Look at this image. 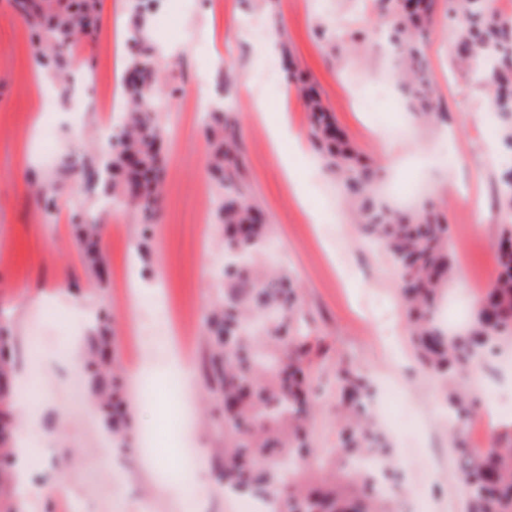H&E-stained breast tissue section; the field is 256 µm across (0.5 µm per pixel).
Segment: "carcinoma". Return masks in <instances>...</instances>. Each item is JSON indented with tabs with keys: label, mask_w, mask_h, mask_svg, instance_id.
Returning a JSON list of instances; mask_svg holds the SVG:
<instances>
[{
	"label": "carcinoma",
	"mask_w": 512,
	"mask_h": 512,
	"mask_svg": "<svg viewBox=\"0 0 512 512\" xmlns=\"http://www.w3.org/2000/svg\"><path fill=\"white\" fill-rule=\"evenodd\" d=\"M101 0H14L17 12L36 33V57L48 72L65 82L73 48L94 41ZM136 0L135 50L126 60L128 101L121 137L112 150L63 160L55 175L36 186L48 206L73 178L86 191L121 197L145 219L158 214L164 130L156 119L164 100L156 85L153 47L145 33ZM437 0H376L390 18L387 32L401 49L398 84L408 93L415 116L424 124L441 121L428 73L425 33ZM453 22L455 60L484 85L498 119L501 147L512 151V17L485 5V0H446ZM311 115L309 140L325 167L343 181L365 241L379 248L400 270V293L406 302L413 349L423 368L439 376L443 389L473 369L484 349L512 338V229L495 244L499 272L480 294L469 320L450 332L435 319V309L457 270L450 246V226L427 207L384 211L375 187L380 171L354 158L346 136L336 126L317 92L297 79ZM152 111H147V106ZM211 173L222 193L218 219L230 259L221 269L224 288L209 319L210 354L205 364L207 387L224 404V462L218 472L224 488L271 502L273 512H395L378 484L377 473L396 468L394 450L383 437L369 408L372 383L364 373L340 366L336 371L341 420L339 445L327 462L328 472L293 464L314 453L309 422L315 390L306 369L316 337L309 331L298 289L287 270L266 264L271 226L244 192L239 130L225 112L210 113ZM91 272L104 271L98 225L75 224ZM105 312L97 316V335L88 342L90 356L82 372L112 435L127 441L128 412H117L122 396L117 367L108 358L112 337ZM16 362L11 328L0 324V512H19L10 489L14 465L10 433L17 418L9 394ZM446 399L456 418L465 420L477 401L451 391ZM454 451L469 477L468 512H512V433L496 439L490 452L465 441ZM375 458L374 468L359 461Z\"/></svg>",
	"instance_id": "cac0c4a2"
}]
</instances>
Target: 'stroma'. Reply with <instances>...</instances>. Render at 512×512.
I'll return each instance as SVG.
<instances>
[{
    "mask_svg": "<svg viewBox=\"0 0 512 512\" xmlns=\"http://www.w3.org/2000/svg\"><path fill=\"white\" fill-rule=\"evenodd\" d=\"M133 0H102L99 30L88 65L75 71L110 76L123 68L125 35L132 31ZM264 28L281 25L295 71L307 79L333 113L337 125L363 161L381 169L382 184L394 195L417 193L424 183L449 184L448 193L427 200L451 228V245L466 271L465 284H453L442 315L467 321L481 289L497 276L491 248L512 214L498 205V183L512 166L493 134L483 89L458 69L450 43V23L437 10L427 34L426 52L439 112L447 121L421 126L398 92L382 96L391 53L382 34L387 21L373 0H296L282 10L280 0H224V12L211 14L204 0H155L149 31L154 65L167 106L160 112L167 137L162 181L163 208L150 241L141 236L142 217L127 205L103 207L78 182L47 207L36 202L30 181L55 170L72 150L95 146L102 113L60 105L42 108L60 87L35 62L36 37L12 0H0V319L13 321L27 311L26 334L17 340V372L28 383L56 378L77 364L73 338L83 322L63 294L89 297L109 310L113 356L127 379L125 397L132 418L131 452L93 440L105 425L90 400L72 403L46 395L39 423L29 432L31 447H50L35 476L66 459L63 481L82 495L81 510L46 484L39 512H189L188 503L206 493L209 512H239L214 480L222 460L224 430L214 416L217 398L202 378L188 382L192 393L189 429H182V404L162 407L174 396L168 361L169 337L139 336L142 316L150 314L152 288L121 295L125 255L161 268L168 304L199 311L189 326L198 335L197 360L207 354L208 313L222 286L224 244L217 224L218 187L210 169L207 110L190 89L197 74L223 59L214 81L222 88L244 145V188L272 226L268 252L291 274L306 320L319 345L310 376L316 387L310 464L322 469L339 442L336 369L351 363L393 391L384 424L396 450L411 457L398 467L399 481L382 488L399 512H466L468 485L453 448L457 438L478 443L475 424H484L487 443L512 426V403L499 396L512 383V341L483 356L465 380L479 406L470 425L448 429L449 406L440 380L412 355L408 315L400 298L399 270L364 242L346 203L343 184L318 159L303 171L312 207H304L284 175L270 142L268 123L235 106L237 93L255 91L268 111L284 112L291 128L307 134L310 117L296 85L286 84L281 65L265 70L267 57L280 50L246 36L250 17ZM81 214L102 227L107 269L95 284L72 232ZM145 368L139 382L131 370Z\"/></svg>",
    "mask_w": 512,
    "mask_h": 512,
    "instance_id": "obj_1",
    "label": "stroma"
}]
</instances>
